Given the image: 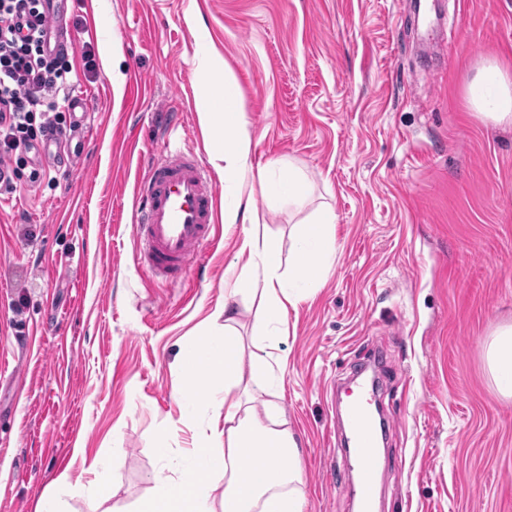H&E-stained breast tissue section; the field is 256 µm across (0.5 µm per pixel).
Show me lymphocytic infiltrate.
<instances>
[{"mask_svg": "<svg viewBox=\"0 0 512 512\" xmlns=\"http://www.w3.org/2000/svg\"><path fill=\"white\" fill-rule=\"evenodd\" d=\"M49 0H0V164L17 169L33 142L63 133L71 53H47Z\"/></svg>", "mask_w": 512, "mask_h": 512, "instance_id": "f902f5d3", "label": "lymphocytic infiltrate"}]
</instances>
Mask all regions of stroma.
I'll return each instance as SVG.
<instances>
[{
	"mask_svg": "<svg viewBox=\"0 0 512 512\" xmlns=\"http://www.w3.org/2000/svg\"><path fill=\"white\" fill-rule=\"evenodd\" d=\"M437 3L441 35L414 0H67L75 47L112 50L89 75L72 62L104 134L69 168L28 151L0 192V512H34L64 470L90 512L97 458L124 510L153 486L159 436L180 456L214 418L179 399L180 361L241 228L217 223L174 282L146 272L133 228L135 185L168 148L217 175L197 112L207 56L237 83L254 162L291 161L336 214L334 269L289 308L275 370L304 512H355L332 387L369 363L388 421L377 512H512V398L484 357L512 324V128L465 97L484 61L512 65V0ZM254 207L288 250L304 212Z\"/></svg>",
	"mask_w": 512,
	"mask_h": 512,
	"instance_id": "stroma-1",
	"label": "stroma"
}]
</instances>
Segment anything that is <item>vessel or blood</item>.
I'll list each match as a JSON object with an SVG mask.
<instances>
[{"instance_id": "1", "label": "vessel or blood", "mask_w": 512, "mask_h": 512, "mask_svg": "<svg viewBox=\"0 0 512 512\" xmlns=\"http://www.w3.org/2000/svg\"><path fill=\"white\" fill-rule=\"evenodd\" d=\"M135 233L140 259L152 276L177 280L188 261L215 238L217 190L198 159L174 151L151 164L136 191ZM373 392L358 385L347 400L344 456L360 478L353 488L358 512H375L378 496V423Z\"/></svg>"}]
</instances>
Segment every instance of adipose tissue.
I'll list each match as a JSON object with an SVG mask.
<instances>
[{
	"label": "adipose tissue",
	"instance_id": "adipose-tissue-1",
	"mask_svg": "<svg viewBox=\"0 0 512 512\" xmlns=\"http://www.w3.org/2000/svg\"><path fill=\"white\" fill-rule=\"evenodd\" d=\"M208 80L198 105L210 158L231 204L224 221L241 227L230 262L229 298L217 305L185 353L180 398L202 392L224 409L223 426L197 431L176 477L156 474L154 487L133 512H303L305 482L298 443L275 401L254 407L265 391L290 306L316 293L336 261V215L320 207L295 225L289 255L259 236L256 192L275 191L291 206L311 197L307 177L284 161L257 167L237 86L222 62L205 61ZM470 109L482 121L512 126V70L489 60L466 88ZM254 309L251 344L239 332L244 309ZM485 359L498 392L512 397V324L499 328ZM221 499H214L216 484Z\"/></svg>",
	"mask_w": 512,
	"mask_h": 512
}]
</instances>
